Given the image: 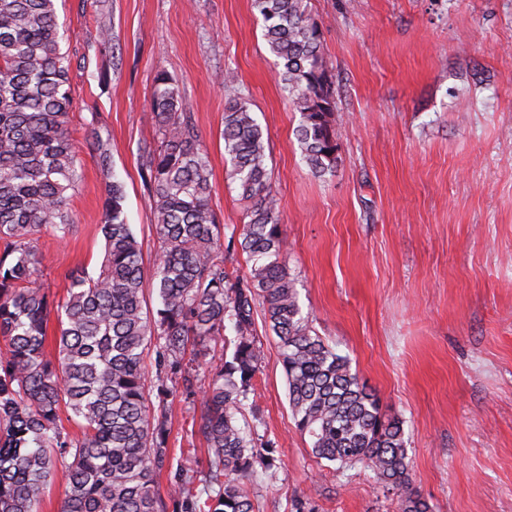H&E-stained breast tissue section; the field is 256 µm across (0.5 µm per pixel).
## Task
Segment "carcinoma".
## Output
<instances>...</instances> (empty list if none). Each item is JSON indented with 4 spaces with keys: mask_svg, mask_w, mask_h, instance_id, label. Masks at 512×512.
Returning a JSON list of instances; mask_svg holds the SVG:
<instances>
[{
    "mask_svg": "<svg viewBox=\"0 0 512 512\" xmlns=\"http://www.w3.org/2000/svg\"><path fill=\"white\" fill-rule=\"evenodd\" d=\"M276 57L277 79L300 120L296 138L318 176L336 168L334 83L321 51V25L308 0H251ZM55 0H0V512H39L40 494L62 469L60 512H254L256 468L277 467L278 444L246 422L248 395L263 357L255 314L263 307L278 339L297 430L311 453L343 469L361 465L399 494V512H432L411 487L403 422L380 411L347 358L312 334L288 273L264 134L233 72L224 74V160L228 177L252 201L238 241L249 278L224 267V225L211 206L210 169L178 86L155 76L154 142L140 170L163 245L145 299L141 246L124 208L112 148L94 128L85 142L108 179L100 231L104 257L95 277L68 273L67 296L42 282L37 241L64 239L74 224L80 179L69 123L74 106L60 50ZM56 351L45 353L50 321ZM234 337L226 338V330ZM153 345L156 395L144 353ZM192 416L207 443L203 478L173 466L168 448V383L196 394ZM79 434L62 426V414ZM168 473L162 497L157 478Z\"/></svg>",
    "mask_w": 512,
    "mask_h": 512,
    "instance_id": "1",
    "label": "carcinoma"
}]
</instances>
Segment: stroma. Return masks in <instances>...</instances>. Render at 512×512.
Wrapping results in <instances>:
<instances>
[{
  "label": "stroma",
  "instance_id": "obj_1",
  "mask_svg": "<svg viewBox=\"0 0 512 512\" xmlns=\"http://www.w3.org/2000/svg\"><path fill=\"white\" fill-rule=\"evenodd\" d=\"M82 179L74 229L42 234L44 279L97 274L106 179L84 145L98 127L125 184L126 214L153 267L162 249L140 151L152 141L158 68L176 81L210 164L226 229L250 206L226 175L221 82L234 70L264 132L271 187L302 311L398 417L413 488L433 512H512V0H310L336 90L337 162L314 176L250 0H57ZM249 401L282 467L258 473L255 512H399L372 471L315 459L296 427L276 337ZM169 446L205 467L194 406L169 397Z\"/></svg>",
  "mask_w": 512,
  "mask_h": 512
}]
</instances>
